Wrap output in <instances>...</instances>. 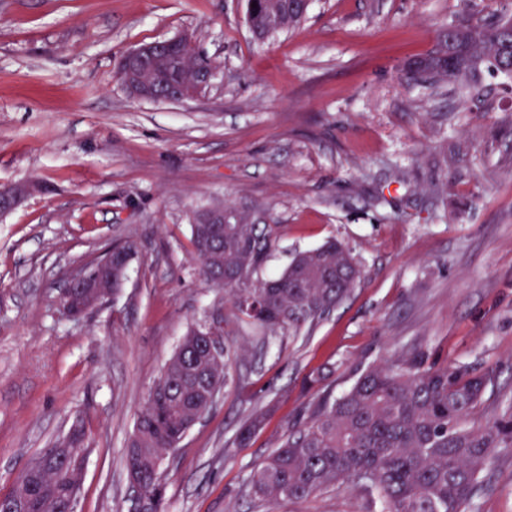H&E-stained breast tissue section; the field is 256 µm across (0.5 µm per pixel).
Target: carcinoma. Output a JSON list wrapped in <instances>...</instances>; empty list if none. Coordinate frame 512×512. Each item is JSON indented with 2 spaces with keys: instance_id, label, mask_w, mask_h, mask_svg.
Segmentation results:
<instances>
[{
  "instance_id": "carcinoma-1",
  "label": "carcinoma",
  "mask_w": 512,
  "mask_h": 512,
  "mask_svg": "<svg viewBox=\"0 0 512 512\" xmlns=\"http://www.w3.org/2000/svg\"><path fill=\"white\" fill-rule=\"evenodd\" d=\"M305 0H258L254 26L266 33L298 26ZM500 18L450 25L434 50L414 61L413 80L430 85L475 80L488 66L512 75V32ZM192 259L199 274L229 296L234 320L264 329L262 344L279 332H299L327 317L356 288L361 271L337 241L294 254L281 273L258 276L274 246L279 226L255 224L247 211L233 224H190ZM224 267V280L208 275ZM191 329L156 381V391L139 413V436L127 444L126 471L136 474L138 512H164L159 468L194 417L211 408V390L227 383L228 355L201 350ZM491 370L466 365H426L423 357L401 358L359 371L352 386L324 394L307 418L285 434L256 468L250 493L262 503L300 501L340 486L358 487L379 512H465L482 485L499 448L512 447V401L494 419L473 421L484 404ZM88 454L84 433L47 448L24 469L27 497L15 487L13 507L0 512H54L73 490L67 463Z\"/></svg>"
}]
</instances>
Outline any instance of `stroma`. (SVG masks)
<instances>
[{
	"label": "stroma",
	"mask_w": 512,
	"mask_h": 512,
	"mask_svg": "<svg viewBox=\"0 0 512 512\" xmlns=\"http://www.w3.org/2000/svg\"><path fill=\"white\" fill-rule=\"evenodd\" d=\"M512 15V0H311L260 42L242 0H0V186L42 192L0 216V495L28 461L83 426L76 512H128L126 443L187 330L228 311L189 254L192 214L248 202L280 227L260 271L330 238L362 263L327 318L271 346L224 326L231 383L166 460L165 512H265L250 478L324 388L425 353L494 370L478 423L512 399V80L483 70L467 108L413 82L440 29ZM194 34L218 72L183 101L132 100L129 48ZM132 244L127 278L82 319L71 268ZM261 427L236 434L252 415ZM477 512H512V448ZM276 512H373L341 487Z\"/></svg>",
	"instance_id": "obj_1"
}]
</instances>
